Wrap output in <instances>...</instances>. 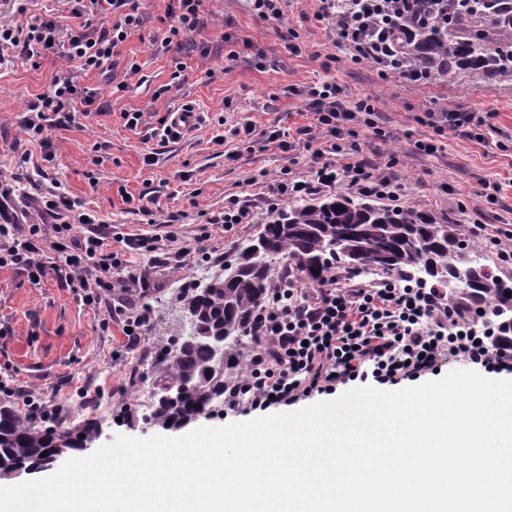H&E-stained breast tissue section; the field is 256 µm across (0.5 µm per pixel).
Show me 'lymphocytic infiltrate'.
<instances>
[{
	"label": "lymphocytic infiltrate",
	"mask_w": 512,
	"mask_h": 512,
	"mask_svg": "<svg viewBox=\"0 0 512 512\" xmlns=\"http://www.w3.org/2000/svg\"><path fill=\"white\" fill-rule=\"evenodd\" d=\"M73 2L74 17L101 18L98 32L83 26L63 27L50 14L33 16L24 25L0 18V48L32 58L63 44L81 71L111 68L114 48L143 20V0ZM336 2L319 0L316 17L335 22L337 38L354 60L374 64L382 74L399 75L413 85L425 83L421 69L397 61L392 38L373 33L374 21L387 0H362L360 10L342 15L336 12ZM115 12L120 18L114 22L110 16ZM84 94L75 75L55 79L51 90L23 118L26 141L49 148V128L72 122L71 106ZM338 94L336 84L328 82L305 88L315 124L299 128L297 134L305 139L315 171L309 180L285 175L266 179L262 199L268 211L335 188L341 180L357 194L401 201L400 183L359 159L357 147L337 142L340 122L357 119L373 126V101L362 98L355 111L347 112ZM31 208L36 223H0V268L26 271L36 283L54 275L77 289L85 304L105 307L109 319L128 327L127 340L132 344L150 325L152 312L112 302L115 292H131L142 281L141 272L130 268L129 255L148 252L153 263L175 266L185 256L210 253L204 235L183 242L176 232H169V244L179 245L172 252L161 247L157 238L113 231L58 185L32 198ZM50 228L62 235V242L48 239ZM111 240L118 244L112 251L106 248ZM450 357L476 369L512 373V335H500L464 317L449 300L447 289L433 284L404 285L392 277L357 283L352 274L333 270L310 287L299 282L289 287L278 279L254 317L247 354L224 384V407L233 410L245 403L265 410L274 404L290 405L313 392L330 393L337 385L357 379L394 384L432 372Z\"/></svg>",
	"instance_id": "lymphocytic-infiltrate-1"
}]
</instances>
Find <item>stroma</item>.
<instances>
[{
    "mask_svg": "<svg viewBox=\"0 0 512 512\" xmlns=\"http://www.w3.org/2000/svg\"><path fill=\"white\" fill-rule=\"evenodd\" d=\"M170 0H144L146 21L113 50L111 72L83 74L81 84L92 94L91 105L76 104L77 116L65 127L49 130L53 158L44 161L31 144L38 173L15 180L16 146L24 138L25 112L55 77L76 71L63 50L29 60L5 52L0 64V180L18 193L35 195L52 183L123 231L160 237L168 215H178L177 229L189 240L208 233L214 258L185 257L180 269L152 266L148 256L133 257L149 286L134 294L149 307L153 321L139 345H128L118 322L85 305L80 296L54 276L33 284L26 272L0 268V374L18 385L34 387L46 402L63 405L71 426L93 420L101 429L94 441L102 446L116 435L147 437L159 428L147 422L150 407L137 396L153 391L160 367V341L180 320L175 300L180 288L221 273L234 248L256 236L266 223L259 210L253 223L231 231L209 224L208 215L223 209L232 195L257 198L261 174L287 172L309 178L313 160L304 145L281 151L271 143L272 131L314 125L302 89L314 82H333L344 108L363 97L374 100L376 128L351 121L342 126L345 142L356 143L361 156L387 168L404 188V206L425 209L438 221L512 230V84L473 85L461 77L443 78L421 87L382 76L370 63L357 62L340 47L332 25L316 19L318 0H286L279 20L258 16L248 0H207L204 22L188 38L189 52L162 47ZM237 44L227 59L223 38ZM183 70H176V61ZM134 79H126L130 64ZM126 90H119V83ZM189 104L201 122L181 138L164 141L154 130L167 112ZM138 110L144 122L126 127L122 112ZM462 110L489 113L478 142L450 132L434 136L417 118L424 112ZM255 127L250 144L228 137L230 126ZM226 134L224 145L214 136ZM435 138L437 150L425 155L414 143ZM157 161L147 165L145 154ZM500 184L495 204L481 195L485 183ZM153 200L150 213L138 212L139 196ZM133 421H121L123 406Z\"/></svg>",
    "mask_w": 512,
    "mask_h": 512,
    "instance_id": "obj_1",
    "label": "stroma"
}]
</instances>
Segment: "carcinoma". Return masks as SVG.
<instances>
[{
	"label": "carcinoma",
	"instance_id": "cac0c4a2",
	"mask_svg": "<svg viewBox=\"0 0 512 512\" xmlns=\"http://www.w3.org/2000/svg\"><path fill=\"white\" fill-rule=\"evenodd\" d=\"M386 14L377 28L390 22L402 60L424 69L429 81L456 74L512 81V0H393ZM473 250L461 225L416 208L378 207L343 193L289 202L224 262V274L181 293L189 330L165 346L150 420L166 430L183 427L224 395V368L237 361L278 259L290 260L296 275L312 282L334 261L356 273L451 285L449 295L464 314L498 329L512 326V278L469 262ZM95 436L91 427L37 430L21 411L0 404L6 471L46 465L62 449H86Z\"/></svg>",
	"mask_w": 512,
	"mask_h": 512
}]
</instances>
